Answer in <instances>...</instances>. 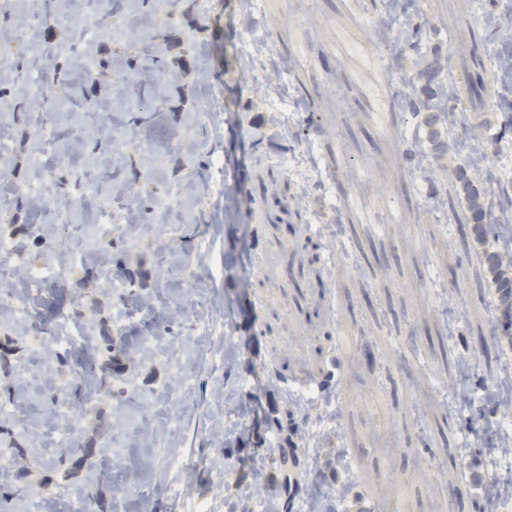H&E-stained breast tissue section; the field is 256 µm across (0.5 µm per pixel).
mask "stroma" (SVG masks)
I'll return each mask as SVG.
<instances>
[{"label":"stroma","mask_w":512,"mask_h":512,"mask_svg":"<svg viewBox=\"0 0 512 512\" xmlns=\"http://www.w3.org/2000/svg\"><path fill=\"white\" fill-rule=\"evenodd\" d=\"M498 0H17L0 75V239L18 245L0 293V505L54 512L80 492L95 512H267L291 479L346 485L333 512H474L511 476L492 449L512 397L472 341L503 333L476 275L484 246L512 247V138L497 118L512 81L471 94L433 150L418 118L381 115L438 55L465 87L502 38ZM421 46L393 42L408 16ZM52 61V97L22 88ZM278 99L290 108L275 107ZM422 153L409 157L411 145ZM492 201L484 243L463 242L475 153ZM51 167L43 206L16 195ZM99 171L117 218L81 196ZM48 280L28 295L25 268ZM311 386L318 405L299 401ZM85 414L64 449L59 400ZM250 410L245 431L235 412ZM279 417L283 431L270 429ZM325 424L332 437L316 441ZM288 459H281V452Z\"/></svg>","instance_id":"1"}]
</instances>
